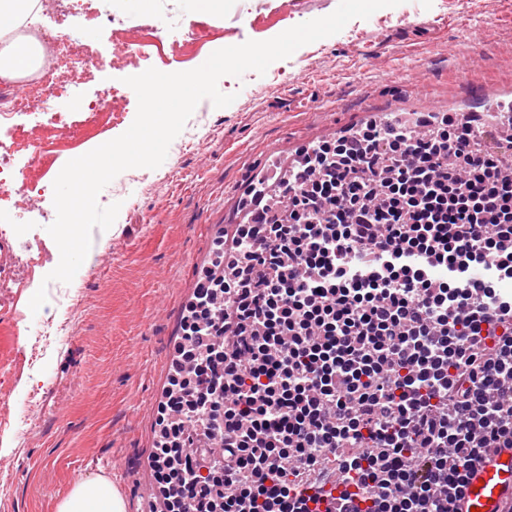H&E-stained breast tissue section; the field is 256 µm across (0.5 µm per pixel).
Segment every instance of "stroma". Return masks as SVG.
I'll use <instances>...</instances> for the list:
<instances>
[{
  "mask_svg": "<svg viewBox=\"0 0 512 512\" xmlns=\"http://www.w3.org/2000/svg\"><path fill=\"white\" fill-rule=\"evenodd\" d=\"M255 0H212L209 10L189 0H83L81 39L95 50L111 42L105 14L134 27L162 18L167 40H184L193 26L213 36L189 59H160L146 49L120 69L88 73L87 92L118 89L125 97L120 120L111 115L76 136L47 123L54 150L22 174L54 181L70 160L121 135L133 123L137 98L125 84L148 68L165 73L195 69L214 51L248 40L265 41L306 21L331 14L339 0H305L281 13L282 0H262L270 22L253 23ZM233 39L221 38L223 27ZM422 77L433 103L461 100L480 106L486 93L512 90V0H405L369 19L351 20L338 34L298 48L265 74L221 78V92L235 101L212 111L199 146L166 157L151 187L135 188V210L105 231L94 230L90 266L80 267V308L68 346L51 359L49 377H35L43 402L21 445L0 455V512H57L74 482L102 477L118 489L126 512H142L153 487L156 402L169 379L171 349L180 335L184 304L212 244L210 225L228 224L254 174L274 153L326 138L329 127L355 128L368 111L415 107L414 77ZM13 188H0V272L10 261L42 252L46 270L60 261L47 231L56 215L44 202L22 212ZM29 225L33 242L14 234ZM29 288L0 304V418L11 415L15 390L30 353L20 343L34 317L50 318L54 303L31 312Z\"/></svg>",
  "mask_w": 512,
  "mask_h": 512,
  "instance_id": "1",
  "label": "stroma"
}]
</instances>
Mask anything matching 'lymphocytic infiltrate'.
Instances as JSON below:
<instances>
[{"label": "lymphocytic infiltrate", "mask_w": 512, "mask_h": 512, "mask_svg": "<svg viewBox=\"0 0 512 512\" xmlns=\"http://www.w3.org/2000/svg\"><path fill=\"white\" fill-rule=\"evenodd\" d=\"M473 118L375 122L219 242L157 407L164 512H454L512 448V162Z\"/></svg>", "instance_id": "obj_1"}]
</instances>
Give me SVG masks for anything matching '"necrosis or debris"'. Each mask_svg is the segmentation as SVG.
I'll use <instances>...</instances> for the list:
<instances>
[{"label":"necrosis or debris","mask_w":512,"mask_h":512,"mask_svg":"<svg viewBox=\"0 0 512 512\" xmlns=\"http://www.w3.org/2000/svg\"><path fill=\"white\" fill-rule=\"evenodd\" d=\"M39 5L36 21L26 30L37 50L36 61L30 71L16 80L17 85L25 87V94H9L0 99V130L10 131L28 125L33 147L42 151L49 147L48 141L41 135L44 121L59 123L63 120L59 106L62 89L57 75L59 55H66L67 69L76 78L101 68L103 58L88 51L77 38L82 25V0H39ZM162 33V27L154 24L114 28L113 65L142 55L148 47L164 46L172 55L186 56L195 45L205 42L210 36L207 27L198 26L194 28L190 40L167 43ZM17 174L13 150L0 141V187L17 184V208L23 211L32 209L45 198L47 188L28 182L17 183ZM54 299L62 313L61 318L37 321L30 329L31 367L38 372L43 369V357L47 351L68 342L67 317L78 305L68 286L57 289Z\"/></svg>","instance_id":"1"}]
</instances>
